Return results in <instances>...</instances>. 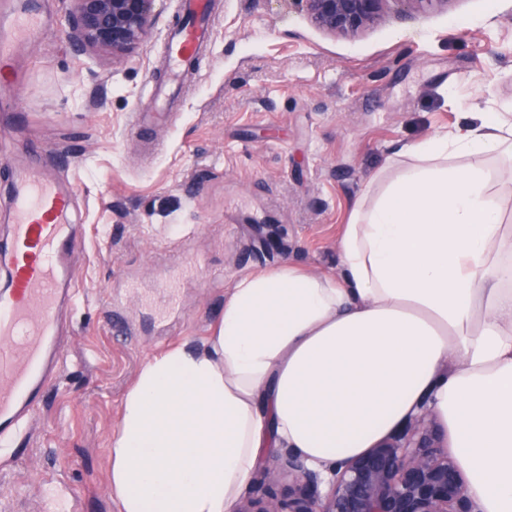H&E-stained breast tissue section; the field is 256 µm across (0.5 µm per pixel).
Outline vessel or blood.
<instances>
[{
    "instance_id": "obj_1",
    "label": "vessel or blood",
    "mask_w": 512,
    "mask_h": 512,
    "mask_svg": "<svg viewBox=\"0 0 512 512\" xmlns=\"http://www.w3.org/2000/svg\"><path fill=\"white\" fill-rule=\"evenodd\" d=\"M184 20L170 34L165 60L178 73L196 59L210 35V0H182ZM33 5L16 10L0 33V66L9 67L17 43L42 34ZM10 235L0 241V263L11 275L0 284V438L17 434L40 405L61 367L59 314L76 294L71 262L77 248L69 220L70 190L31 165L12 187Z\"/></svg>"
}]
</instances>
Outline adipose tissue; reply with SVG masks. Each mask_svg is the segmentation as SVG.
Returning a JSON list of instances; mask_svg holds the SVG:
<instances>
[{
  "mask_svg": "<svg viewBox=\"0 0 512 512\" xmlns=\"http://www.w3.org/2000/svg\"><path fill=\"white\" fill-rule=\"evenodd\" d=\"M512 120L466 113L393 152L336 243L340 273L238 280L213 336L148 361L110 446L122 512H233L264 448L324 471L428 406L482 512H512Z\"/></svg>",
  "mask_w": 512,
  "mask_h": 512,
  "instance_id": "adipose-tissue-1",
  "label": "adipose tissue"
}]
</instances>
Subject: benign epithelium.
Here are the masks:
<instances>
[{"label": "benign epithelium", "instance_id": "benign-epithelium-1", "mask_svg": "<svg viewBox=\"0 0 512 512\" xmlns=\"http://www.w3.org/2000/svg\"><path fill=\"white\" fill-rule=\"evenodd\" d=\"M67 22L75 51H108L121 60L148 36L157 0H69ZM318 29L355 36L373 26L387 0H289ZM288 473V498L270 491L243 497L236 512H479L466 480L448 454L430 409L422 407L405 427L365 453L340 463L325 477L295 453L279 465L262 462L257 480L272 485Z\"/></svg>", "mask_w": 512, "mask_h": 512}]
</instances>
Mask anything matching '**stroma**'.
I'll list each match as a JSON object with an SVG mask.
<instances>
[{
  "label": "stroma",
  "instance_id": "stroma-1",
  "mask_svg": "<svg viewBox=\"0 0 512 512\" xmlns=\"http://www.w3.org/2000/svg\"><path fill=\"white\" fill-rule=\"evenodd\" d=\"M50 30L15 49L0 92V239L16 170L37 162L74 192L81 254L64 312L63 368L36 415L0 446V512H43L41 485L79 512H121L108 452L142 366L203 343L243 276L292 263L339 272L336 241L368 178L399 143L463 112L512 113V0H450L412 16L388 0L355 37L288 0H217L205 54L153 143L134 127L161 78L179 0L121 62L76 55L69 0H41ZM166 286L175 308L145 298Z\"/></svg>",
  "mask_w": 512,
  "mask_h": 512
}]
</instances>
